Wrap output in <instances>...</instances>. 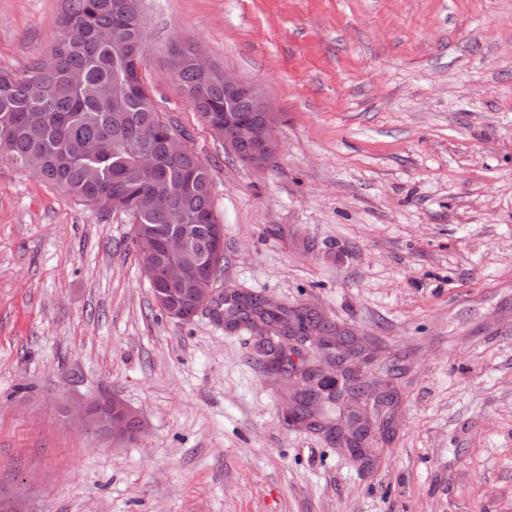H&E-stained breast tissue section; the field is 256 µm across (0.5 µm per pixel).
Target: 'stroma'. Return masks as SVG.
Returning <instances> with one entry per match:
<instances>
[{"mask_svg": "<svg viewBox=\"0 0 512 512\" xmlns=\"http://www.w3.org/2000/svg\"><path fill=\"white\" fill-rule=\"evenodd\" d=\"M62 0H0V68ZM145 85L209 166L216 294L351 331L395 399L361 463L291 422L299 383L210 310L168 318L130 216L0 160V488L33 512H512V0H141ZM282 112L236 161L174 78L177 38ZM114 395L142 440L56 409Z\"/></svg>", "mask_w": 512, "mask_h": 512, "instance_id": "35a3bbf8", "label": "stroma"}]
</instances>
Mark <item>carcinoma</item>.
Here are the masks:
<instances>
[{"instance_id": "obj_1", "label": "carcinoma", "mask_w": 512, "mask_h": 512, "mask_svg": "<svg viewBox=\"0 0 512 512\" xmlns=\"http://www.w3.org/2000/svg\"><path fill=\"white\" fill-rule=\"evenodd\" d=\"M57 20L61 40L50 48L47 61L36 62L18 74L0 69V157L36 171L40 181L90 208H110L112 199L133 219L137 253L160 250L169 209L179 212V223L195 226L220 223L215 212L208 165L191 148L168 144L179 135L165 122L134 59L145 57L138 29L140 0H63ZM187 47L174 66L177 79L200 118L223 141L235 139L232 125L213 123L224 115V81L216 73L203 77L188 61ZM152 148L158 166L150 174L137 165L144 148ZM150 193L160 207L150 214L135 210L136 197ZM207 251L201 236L180 257L191 273L175 289L177 305L189 314L213 287L224 255L212 265L198 266ZM215 313L225 311L234 322L258 336H285L307 330L336 341L355 353L351 332L314 312L272 311L263 299L245 293L232 301L211 297ZM321 398L305 390L290 404L291 418L305 423L315 416L313 404Z\"/></svg>"}]
</instances>
